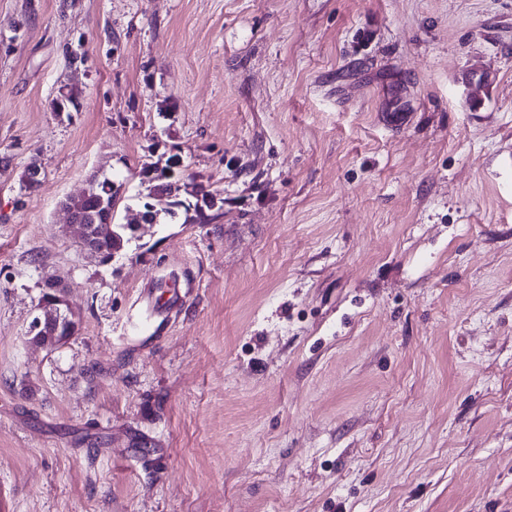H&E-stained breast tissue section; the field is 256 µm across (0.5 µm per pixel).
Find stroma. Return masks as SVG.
Wrapping results in <instances>:
<instances>
[{"instance_id": "obj_1", "label": "stroma", "mask_w": 512, "mask_h": 512, "mask_svg": "<svg viewBox=\"0 0 512 512\" xmlns=\"http://www.w3.org/2000/svg\"><path fill=\"white\" fill-rule=\"evenodd\" d=\"M0 512H512V0H0ZM120 186H116L112 179H102L94 181L89 187V192L83 198L72 197L68 206L74 209L77 216L81 219L80 224L72 211L70 212L71 223L78 224L80 227V239L83 246L92 252H97V242L102 239L101 236L89 234V229L84 224H111L113 233L101 244L105 254L103 259L111 258L112 253L119 250L123 243L122 231L123 224H115V208L120 194ZM114 203V205H112ZM111 206L109 209H107ZM47 280L44 284V295L38 304L40 314L32 321L28 334L32 342L49 349H56L61 344H57L61 319L66 314H73L69 307L64 312L57 308L58 298L56 296L61 295L59 291L62 290V287L55 281Z\"/></svg>"}]
</instances>
